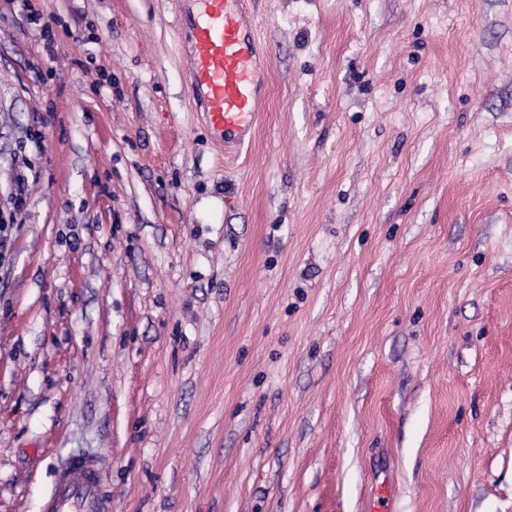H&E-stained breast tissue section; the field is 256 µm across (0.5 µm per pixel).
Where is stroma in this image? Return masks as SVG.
<instances>
[{"label":"stroma","mask_w":512,"mask_h":512,"mask_svg":"<svg viewBox=\"0 0 512 512\" xmlns=\"http://www.w3.org/2000/svg\"><path fill=\"white\" fill-rule=\"evenodd\" d=\"M250 9L228 154L171 0H0V512H512V0ZM97 471L85 459L69 458L61 463L46 512H110L111 502L99 492Z\"/></svg>","instance_id":"1"}]
</instances>
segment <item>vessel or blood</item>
<instances>
[{
	"mask_svg": "<svg viewBox=\"0 0 512 512\" xmlns=\"http://www.w3.org/2000/svg\"><path fill=\"white\" fill-rule=\"evenodd\" d=\"M186 82L194 109L225 145L250 143L265 91L268 50L254 32L248 0H176ZM97 469L70 458L60 464L46 512H111Z\"/></svg>",
	"mask_w": 512,
	"mask_h": 512,
	"instance_id": "1",
	"label": "vessel or blood"
}]
</instances>
